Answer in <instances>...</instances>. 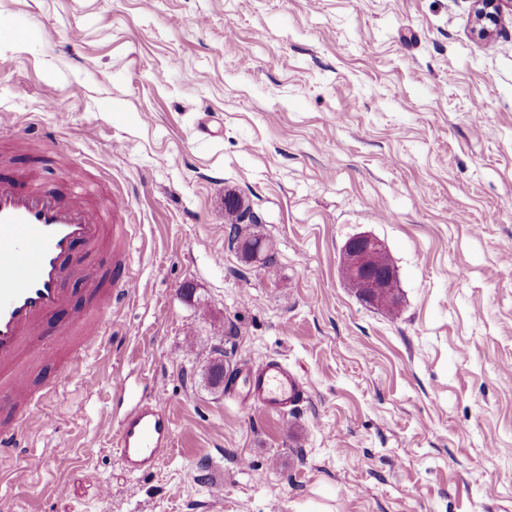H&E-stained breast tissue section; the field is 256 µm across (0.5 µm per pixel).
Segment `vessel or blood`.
Instances as JSON below:
<instances>
[{
    "label": "vessel or blood",
    "mask_w": 512,
    "mask_h": 512,
    "mask_svg": "<svg viewBox=\"0 0 512 512\" xmlns=\"http://www.w3.org/2000/svg\"><path fill=\"white\" fill-rule=\"evenodd\" d=\"M130 207L122 192L112 194L101 208L80 190L64 200L43 186L0 179V367L10 371L0 399L13 406L12 418L0 426V454H23L15 469L0 476V485L25 484L41 464L40 456L22 443L30 422L41 416L16 368L25 343L41 336L48 315L65 310L83 338V350L112 344L107 316L136 286L130 275L129 226L118 220ZM105 238L112 241V269L105 283L93 287L96 314L91 317L85 309L72 307L64 280L78 271L77 248L94 247ZM307 394L306 383L290 366L271 358L242 370L239 382L230 384L228 397L242 410L285 414L298 408ZM173 433L164 408L138 402L120 419L114 435L123 469L131 475L154 469L171 446Z\"/></svg>",
    "instance_id": "1"
}]
</instances>
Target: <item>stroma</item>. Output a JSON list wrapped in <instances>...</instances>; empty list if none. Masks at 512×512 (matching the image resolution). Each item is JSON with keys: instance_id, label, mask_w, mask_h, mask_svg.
Returning a JSON list of instances; mask_svg holds the SVG:
<instances>
[{"instance_id": "1", "label": "stroma", "mask_w": 512, "mask_h": 512, "mask_svg": "<svg viewBox=\"0 0 512 512\" xmlns=\"http://www.w3.org/2000/svg\"><path fill=\"white\" fill-rule=\"evenodd\" d=\"M473 10L0 0V177L120 186L138 283L88 356L95 388L64 372L67 312L48 317L43 465L0 512H512V16L480 40ZM230 195L272 263L230 241ZM362 233L392 257L397 317L340 276ZM218 357L283 359L308 396L239 410L208 380ZM138 397L174 438L132 476L106 430Z\"/></svg>"}]
</instances>
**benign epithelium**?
I'll return each instance as SVG.
<instances>
[{"label":"benign epithelium","mask_w":512,"mask_h":512,"mask_svg":"<svg viewBox=\"0 0 512 512\" xmlns=\"http://www.w3.org/2000/svg\"><path fill=\"white\" fill-rule=\"evenodd\" d=\"M475 4L474 34L486 38L500 25L504 8H511L512 0H475ZM383 250L375 237L355 236L344 246L341 265L343 279L361 282L362 299L382 309L399 302L394 269L378 265Z\"/></svg>","instance_id":"1"}]
</instances>
